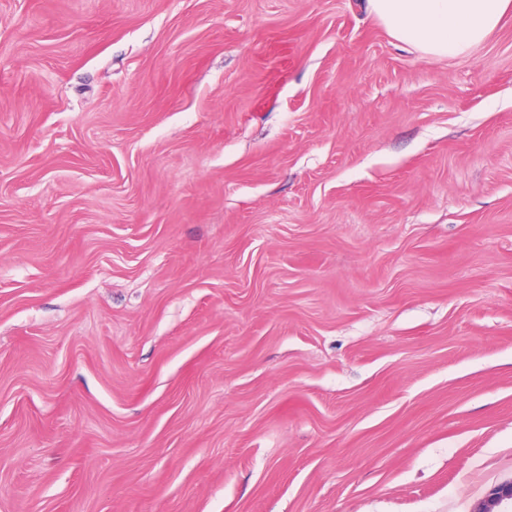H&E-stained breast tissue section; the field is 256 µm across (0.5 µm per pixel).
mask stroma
I'll return each instance as SVG.
<instances>
[{
    "label": "stroma",
    "mask_w": 512,
    "mask_h": 512,
    "mask_svg": "<svg viewBox=\"0 0 512 512\" xmlns=\"http://www.w3.org/2000/svg\"><path fill=\"white\" fill-rule=\"evenodd\" d=\"M512 482V16L0 0V512H474ZM367 1L393 39L432 59L466 54L512 10L511 0Z\"/></svg>",
    "instance_id": "obj_1"
}]
</instances>
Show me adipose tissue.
Masks as SVG:
<instances>
[{"label":"adipose tissue","instance_id":"adipose-tissue-1","mask_svg":"<svg viewBox=\"0 0 512 512\" xmlns=\"http://www.w3.org/2000/svg\"><path fill=\"white\" fill-rule=\"evenodd\" d=\"M396 41L432 58H453L481 44L499 26L512 0H368Z\"/></svg>","mask_w":512,"mask_h":512}]
</instances>
